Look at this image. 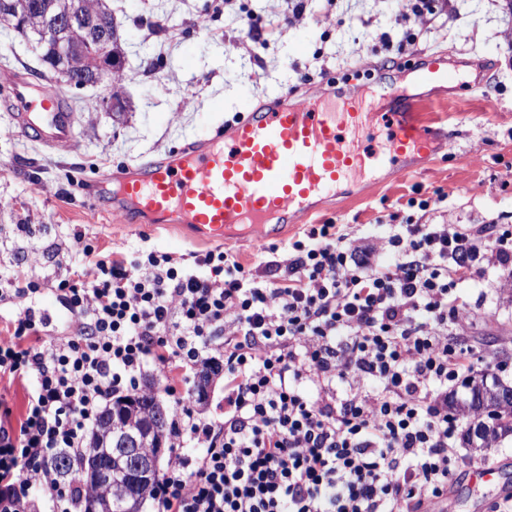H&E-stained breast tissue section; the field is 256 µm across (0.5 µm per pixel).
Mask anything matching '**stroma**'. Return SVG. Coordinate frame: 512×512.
Masks as SVG:
<instances>
[{"instance_id": "1", "label": "stroma", "mask_w": 512, "mask_h": 512, "mask_svg": "<svg viewBox=\"0 0 512 512\" xmlns=\"http://www.w3.org/2000/svg\"><path fill=\"white\" fill-rule=\"evenodd\" d=\"M112 0L125 38L123 72L113 84L70 90L78 146L49 152L10 134L0 108V275L16 271L54 280L74 252L75 234L116 252L156 249L181 264L217 250L175 224L144 217L110 223L103 186L109 174L175 147L289 90L296 99L327 89L340 74L364 70L400 83L408 65L429 52L473 70L472 90L417 89L416 111L452 134L423 171L381 181L316 205L307 220L277 239L279 260L309 226L335 224L356 245L374 242L387 223L472 228L512 225V0H436L432 13L409 17L410 0ZM127 102L121 116L87 103L110 91ZM444 196L441 208L424 201ZM456 329L472 368L512 382V274H481L455 290ZM454 512H490L499 497L472 486L470 467L512 466V442L488 452L459 448Z\"/></svg>"}]
</instances>
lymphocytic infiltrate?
I'll return each instance as SVG.
<instances>
[{"label":"lymphocytic infiltrate","instance_id":"obj_1","mask_svg":"<svg viewBox=\"0 0 512 512\" xmlns=\"http://www.w3.org/2000/svg\"><path fill=\"white\" fill-rule=\"evenodd\" d=\"M384 247L380 264L374 247L315 225L287 261L264 247L259 275L229 249L182 267L82 241L50 285L14 274L0 286L16 306L0 376L31 383L19 421L0 402V512H84L82 480L49 459L79 458L108 400L137 393L148 365L173 398L156 512H427L458 467L448 387L472 368L448 338L453 291L512 267V227L392 224ZM47 289L73 327L54 341L37 305ZM205 364L224 368V416L209 421L188 387Z\"/></svg>","mask_w":512,"mask_h":512}]
</instances>
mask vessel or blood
Returning a JSON list of instances; mask_svg holds the SVG:
<instances>
[{
    "instance_id": "obj_1",
    "label": "vessel or blood",
    "mask_w": 512,
    "mask_h": 512,
    "mask_svg": "<svg viewBox=\"0 0 512 512\" xmlns=\"http://www.w3.org/2000/svg\"><path fill=\"white\" fill-rule=\"evenodd\" d=\"M420 84H452L459 75L431 54L412 70ZM0 105L16 134L49 150L77 146L68 102L29 74L0 83ZM405 93L384 85L365 91L349 83L336 92L293 103L281 93L265 108H250L229 129L137 165L116 170L111 211L121 219L150 216L188 224L204 238L231 247L238 227L253 246L280 235L317 202L346 195L375 172L424 168L434 133L426 131ZM383 129L374 144L370 133Z\"/></svg>"
}]
</instances>
